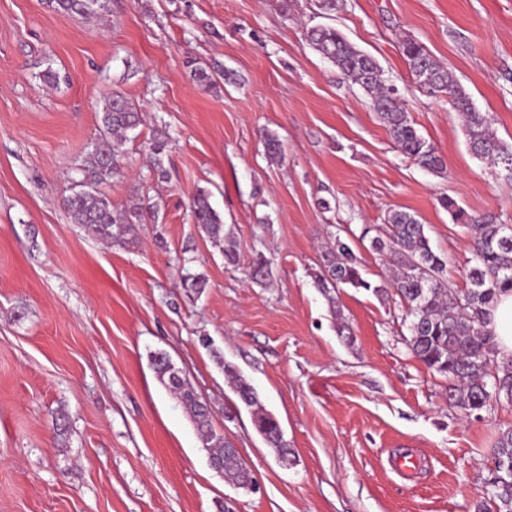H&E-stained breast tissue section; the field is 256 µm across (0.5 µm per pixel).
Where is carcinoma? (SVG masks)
Wrapping results in <instances>:
<instances>
[{"instance_id":"1","label":"carcinoma","mask_w":512,"mask_h":512,"mask_svg":"<svg viewBox=\"0 0 512 512\" xmlns=\"http://www.w3.org/2000/svg\"><path fill=\"white\" fill-rule=\"evenodd\" d=\"M57 12L85 17H100L107 10V0H49ZM315 49L329 59L346 78L358 84L369 96L374 109L386 124L398 148L418 166L440 173L445 163L435 145L422 136L398 99L386 90L382 70L376 60L349 43L335 29L320 27L308 33ZM402 52L418 86L426 93L444 92L451 108L460 113L472 152L493 166L512 170V148L497 137L489 116L476 109L466 90L440 66L419 42L407 39ZM136 106L120 92L103 101L100 138L85 160L83 188L65 200V207L75 224L84 225L95 237L117 242L131 225L140 224L144 211L136 205L118 211L109 198L97 189L122 175L118 144L139 125ZM456 220L467 224L471 232L474 265L467 269V288L453 292L443 278L446 261L431 247L430 240L415 215L394 210L387 217L383 234L366 226L361 238H370V248L384 258L393 270L391 288L406 309L407 345L410 353L426 368L448 380V399L468 411H480L490 401L505 400L512 404V358H498L493 336L485 329L489 310L497 297L512 291V225L468 223L464 211L446 201ZM192 213L213 246L224 253L227 263L237 260L230 237L224 235V222L212 208L209 193H196ZM323 270L316 279L317 287L351 286L379 293L361 273V261L348 242L337 235L323 252ZM234 390L239 401L251 412L256 431L282 459L288 457V443L279 421L260 402L248 381L233 375ZM187 412L194 418L197 430L209 456L224 461V475L235 479L243 488L250 480L245 463L224 435L212 430L209 408L193 392L180 384L175 388ZM496 461L490 482L489 497L476 507V512H512V430L502 433L493 449Z\"/></svg>"}]
</instances>
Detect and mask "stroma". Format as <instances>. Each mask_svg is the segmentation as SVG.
Returning a JSON list of instances; mask_svg holds the SVG:
<instances>
[{
  "mask_svg": "<svg viewBox=\"0 0 512 512\" xmlns=\"http://www.w3.org/2000/svg\"><path fill=\"white\" fill-rule=\"evenodd\" d=\"M319 26L379 62L442 173L395 148L363 90L308 41ZM408 38L512 145V0H338L327 15L316 0H110L89 20L0 0V512H474L512 404H451L447 380L410 354L393 292L315 284L330 235L347 232L363 277L387 284L357 235L404 210L461 291L471 235L445 200L512 224V173L474 157L445 96L417 87ZM196 64L223 70L221 88L197 83ZM49 68L57 86L42 80ZM116 90L142 123L104 191L115 209L158 215L112 243L72 223L64 201ZM160 133L163 180L149 150ZM201 189L237 264L192 219ZM259 254L268 274L257 281ZM194 274L208 281L198 296L182 286ZM159 352L208 403L257 492L211 468L151 365ZM227 364L279 420L287 461L237 410ZM399 456L420 458L419 470L398 475Z\"/></svg>",
  "mask_w": 512,
  "mask_h": 512,
  "instance_id": "stroma-1",
  "label": "stroma"
}]
</instances>
